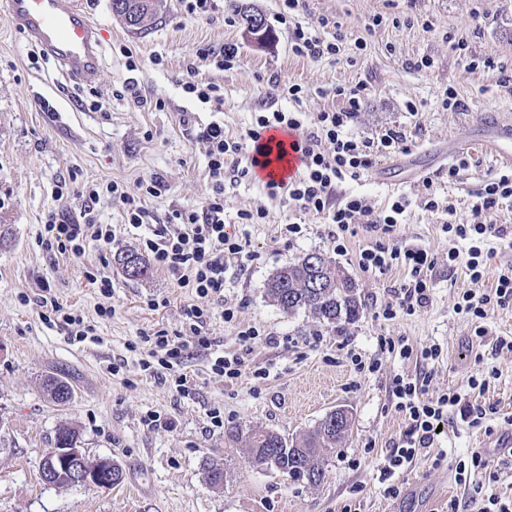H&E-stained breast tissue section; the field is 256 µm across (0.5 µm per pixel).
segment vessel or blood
<instances>
[{
    "label": "vessel or blood",
    "mask_w": 512,
    "mask_h": 512,
    "mask_svg": "<svg viewBox=\"0 0 512 512\" xmlns=\"http://www.w3.org/2000/svg\"><path fill=\"white\" fill-rule=\"evenodd\" d=\"M12 26L23 34L67 76L76 81L97 79L103 32L90 15L63 0H0ZM483 130L470 146L492 157L498 165L512 169V120L493 114L484 118ZM297 131L285 128L265 130L260 138L268 152L259 156L255 167L262 181L288 182L300 169L301 157L293 145Z\"/></svg>",
    "instance_id": "b4317fda"
}]
</instances>
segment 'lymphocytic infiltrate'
I'll return each instance as SVG.
<instances>
[{
    "instance_id": "obj_1",
    "label": "lymphocytic infiltrate",
    "mask_w": 512,
    "mask_h": 512,
    "mask_svg": "<svg viewBox=\"0 0 512 512\" xmlns=\"http://www.w3.org/2000/svg\"><path fill=\"white\" fill-rule=\"evenodd\" d=\"M303 5L304 0H281L278 21L291 27L292 52L313 61L339 55L344 49L345 35L338 30L329 36L322 35V28L329 24L325 18L315 27L295 22L294 17ZM239 58V48L233 43L218 49L208 45L196 48L180 79L184 92L195 95L205 104H222L220 86L202 80L199 66L207 63L227 71L238 65ZM333 94L342 99V106L319 112L310 127L305 126L301 113L270 104L256 113L245 141L225 136L224 126L218 122L199 128L195 139L205 150L210 183L209 193L200 204L173 210L157 224L146 200L168 192L169 186L160 175L152 174L141 179L139 192L135 195L115 181L102 186L87 183L73 194L81 202L79 219H65L58 207L49 210L39 236L40 245L50 254L75 257L84 255L93 245L110 248L119 239L117 230L113 225L100 223L96 214L97 204L106 197L121 204L126 226L138 231V247L156 269L167 272L178 287L188 289L198 297L223 298L227 272L244 268L253 260L246 243L238 235L228 232L224 224L225 164L233 162L234 174L247 176L256 163V153L261 150L259 138L262 132L273 127L290 128L299 133L295 148L301 153L302 170L288 184L267 183L269 196L285 195L300 211L320 216L333 224L331 237L340 250L344 249L347 237L355 234L356 222H363L374 238L360 249L359 266L381 274L396 265L409 271L408 279L397 291L395 303L383 307L381 317L390 320L400 312L415 314L429 301L432 283L427 272L433 260L426 250L404 248L393 241L395 228L410 204L409 199L397 197L381 211L374 210L357 196L349 197L342 206L333 204L337 183L348 178L357 179L369 169L375 147L395 152L401 150L402 140L394 132L386 133L377 143L345 133L348 121L361 112L366 103L368 87L365 83L336 87ZM507 200L512 201V175L489 179L475 201L468 204L461 222L443 227L451 237L467 242L465 251H449L448 263L464 266L472 281L483 277V250L487 241L495 238L512 246V231L493 219L500 205ZM492 303L500 307L512 304L511 273L501 274L495 288L481 293L464 292L457 309L471 318L481 319ZM223 316L226 323L236 326L241 352L227 353L214 348L212 339L202 334L211 311L193 305L184 309L180 331L172 334L159 330L141 336L146 350L145 358L140 361L142 372L168 385L177 394L185 395L189 392V379L183 368L189 359L202 353L209 357L213 374L231 382L238 380L246 366L247 353L261 341L262 334L256 326L241 322L239 307L226 306ZM430 382L429 374L424 372L413 378L398 376L392 381L395 406L404 414L408 431L388 457L384 466L386 474H395L431 447L436 430L449 410H456L473 427L480 425L486 416L485 409L470 403L464 394L465 389L485 387V380L473 376L468 379L466 388L442 393L430 392Z\"/></svg>"
}]
</instances>
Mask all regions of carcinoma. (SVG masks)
Here are the masks:
<instances>
[{
    "instance_id": "obj_1",
    "label": "carcinoma",
    "mask_w": 512,
    "mask_h": 512,
    "mask_svg": "<svg viewBox=\"0 0 512 512\" xmlns=\"http://www.w3.org/2000/svg\"><path fill=\"white\" fill-rule=\"evenodd\" d=\"M156 0H112V12L117 17L132 11L136 23L126 24L133 31L147 30L157 15ZM122 272L131 280H141L150 274V266L137 253H126L121 259ZM267 294L276 304L288 311L305 309L315 318L327 323L351 321L359 315L361 305L351 278L331 258L321 253H309L297 261L277 269L266 283ZM350 417L336 426L323 418L302 439L288 442L271 430H253L248 434L250 460L261 466L274 467L294 481L305 480L317 485L325 476L326 455L339 447L349 434ZM208 482L224 486V467L211 460L204 462Z\"/></svg>"
}]
</instances>
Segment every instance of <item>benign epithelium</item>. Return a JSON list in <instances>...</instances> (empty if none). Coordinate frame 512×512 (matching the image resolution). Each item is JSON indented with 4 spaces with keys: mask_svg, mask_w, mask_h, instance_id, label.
Wrapping results in <instances>:
<instances>
[{
    "mask_svg": "<svg viewBox=\"0 0 512 512\" xmlns=\"http://www.w3.org/2000/svg\"><path fill=\"white\" fill-rule=\"evenodd\" d=\"M112 459L90 460L78 444L50 449L49 462L41 465L43 481L55 486L60 481L71 487L106 488L112 485Z\"/></svg>",
    "mask_w": 512,
    "mask_h": 512,
    "instance_id": "benign-epithelium-1",
    "label": "benign epithelium"
}]
</instances>
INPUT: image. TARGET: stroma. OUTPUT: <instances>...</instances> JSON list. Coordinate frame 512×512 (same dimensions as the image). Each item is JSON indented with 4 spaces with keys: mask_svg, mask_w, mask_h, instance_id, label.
Returning <instances> with one entry per match:
<instances>
[{
    "mask_svg": "<svg viewBox=\"0 0 512 512\" xmlns=\"http://www.w3.org/2000/svg\"><path fill=\"white\" fill-rule=\"evenodd\" d=\"M83 2L105 33V53L98 79L81 85L32 52L0 12V229L5 232L0 239V512H478L473 486L455 480L458 461L476 449L485 467L475 484L512 498V456L494 447L512 425V353L495 349L497 337H512V306H491L479 322L458 314L460 295L475 284L464 268L449 267V249L465 244L442 230L448 206L464 211L486 180L501 173L480 152L463 151L467 164L456 178H449L447 166L431 169V191L439 202L435 210L425 208L428 190L420 183L396 191L365 174L336 186L335 203L358 195L377 210L397 194L408 196L396 236L403 246L424 249L436 260L428 273L430 302L411 316L378 318L380 306L394 301L406 273L396 268L381 275L359 267L366 232L336 251L329 224L296 210L286 197H270L252 176L224 182V221L247 241L254 259L244 269L229 271L220 300L196 299L156 269L147 279H126L117 254L135 250L130 235L107 255L90 248L78 258L50 255L38 242L57 186L71 179L80 185L114 180L134 193L142 178L159 174L170 190L147 206L160 218L202 202L209 179L207 160L193 140L198 126L220 121L226 135L243 136L267 101L264 80L273 73L302 86L300 102L290 108L309 121L340 106L334 87L367 82L370 95L348 133L377 140L395 130L406 146L402 153H374L373 169L439 149L452 138L467 142L486 112L512 118V92L487 69H463L453 44L464 41L473 56L493 59L512 73V0H306L297 21L315 25L326 18L340 23L349 38L338 58L317 62L293 54L289 31L277 21L280 0H214L203 19L187 14L183 0H162L154 23L142 33L113 14L112 0ZM249 11L262 17L267 42L249 34ZM376 15L382 24L364 34ZM409 16L415 24H406ZM361 34L367 46L359 50L353 40ZM227 42L239 47L237 66L199 69L203 80L221 87L224 103L217 111L186 94L177 79L198 45ZM126 47L139 60L136 71L126 68ZM157 56L162 64H154ZM424 56L432 59V67L414 69ZM130 77L148 97L165 100V110L151 112L119 98ZM452 89L468 102V110L444 107ZM93 92L109 101L108 111L79 106L78 97ZM410 101L417 111H407ZM187 113L192 123H184ZM259 207L267 213L264 223H239L240 212ZM290 222L301 224V234H282ZM311 252L324 253L355 281L362 309L354 320L329 324L304 310L284 312L268 298L266 283L275 270ZM102 266L115 284L114 312L108 318L98 316L103 298L88 279ZM45 285L60 303L95 325L97 341L74 342L60 326L44 323L35 300ZM24 294L29 303H21ZM153 298L161 299L162 307H151ZM196 303L211 308L205 332L225 351L240 348L236 328L221 316L227 304L240 305L244 323L277 337L274 345L256 343L249 360L250 366L269 369L267 379L246 374L230 383L197 356L185 367L192 393L182 398L141 371V354L129 351V344L144 332L180 330L183 309ZM479 325L487 329L480 339L474 333ZM388 338L416 352L436 344L442 353L424 365L386 352L382 342ZM358 358L377 361V370L358 371ZM116 363L121 366L117 372L112 369ZM422 370L430 372V389L437 393L463 386L468 376L482 372L488 384L472 391L470 399L485 408V419L474 428L448 416L426 455L384 477V458L408 428L395 407L391 382ZM48 376L72 386L67 404H54L46 395L42 382ZM216 408L224 413L220 428L211 424ZM337 408L351 413V430L341 447L328 453L325 478L316 486L253 464L244 443L227 437L231 429L255 428L292 440ZM151 411L167 414L171 425H144L142 418ZM62 426L77 430L90 458H112L123 471L122 482L110 489L45 484L41 462ZM208 459L224 463L223 487L206 480ZM390 484L398 487V496L386 494Z\"/></svg>",
    "mask_w": 512,
    "mask_h": 512,
    "instance_id": "stroma-1",
    "label": "stroma"
}]
</instances>
